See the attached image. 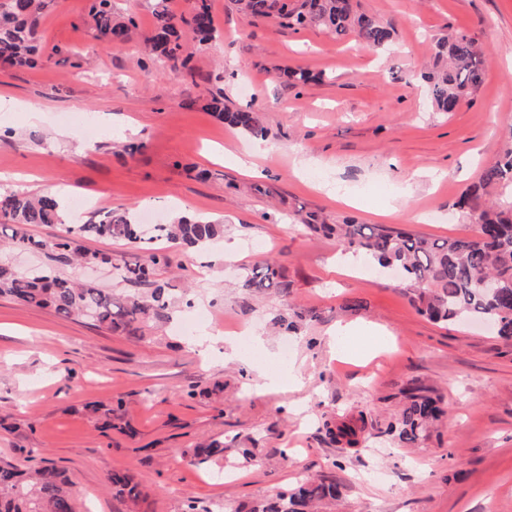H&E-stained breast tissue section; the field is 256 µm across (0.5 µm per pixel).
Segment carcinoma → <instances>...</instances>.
Wrapping results in <instances>:
<instances>
[{
	"label": "carcinoma",
	"mask_w": 512,
	"mask_h": 512,
	"mask_svg": "<svg viewBox=\"0 0 512 512\" xmlns=\"http://www.w3.org/2000/svg\"><path fill=\"white\" fill-rule=\"evenodd\" d=\"M58 0H5L0 3V63L11 67H32L45 59L38 40L43 13ZM241 9L256 18L271 19L279 26L298 30L320 28L341 40L353 35L377 51H385L393 41V30L379 18L360 13L352 0H235ZM168 0H157L153 10L151 35L145 39L144 53L178 73L192 69L188 44H204L215 37L216 27L210 0H188V7L174 11ZM95 38L111 46L127 43L137 28L131 15L117 13L112 0H90ZM488 59L478 38L455 32L434 44V64L421 74L434 112H456L483 82ZM208 108L225 124L240 128L256 138L265 137L259 113L231 109L224 97L211 96ZM495 187L512 188V148L485 166L478 180L458 201L476 224L473 237L438 239L402 228L358 224L345 220L336 224L307 223L304 229L336 238L345 249L359 253L382 268H396L403 276L402 290L417 312L436 322L460 319L490 320L498 325V336L512 340V202L500 209L483 197ZM0 223L14 247L41 250L66 264H104L110 268L112 256L85 250L78 238L125 241L139 248L166 240L190 247L204 246L224 233V225L204 219L180 217L172 224H155L147 235L129 209L103 210L87 224H70L65 233L52 240L33 237L36 224H63L65 215L53 195L35 196L20 191L0 192ZM166 253L154 252L147 264H126L118 268L121 280L150 285L147 297H128L118 304L112 293L68 277L19 273L0 265V296L11 297L34 307H49L64 318L82 316L110 333L124 332L135 338L146 320L164 319L168 310V290L151 281L152 266L168 265ZM239 288L253 296L289 295L279 263L265 260L241 268ZM407 406L390 424L388 433L397 444L413 447L439 419L440 400L420 389L406 392ZM331 441L356 448L367 440L364 414L322 424ZM220 457L231 465L252 458V449L236 448L213 440L192 448L191 462L207 465ZM116 498L128 512H138L147 498L140 483L126 472L108 477ZM64 472L44 465L24 471L8 461H0V512H77L73 495L66 489ZM341 489L333 480L307 478L289 491L254 503L248 512H310L313 504L334 501Z\"/></svg>",
	"instance_id": "carcinoma-1"
}]
</instances>
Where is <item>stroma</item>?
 I'll return each instance as SVG.
<instances>
[{"mask_svg":"<svg viewBox=\"0 0 512 512\" xmlns=\"http://www.w3.org/2000/svg\"><path fill=\"white\" fill-rule=\"evenodd\" d=\"M218 35L192 46L193 74L143 65L155 0H114L136 15L123 46L96 40L89 0H60L40 20L48 61L0 66V190L63 194L96 210L131 208L145 224L206 217L224 234L204 248L157 249L169 316L141 339L110 333L0 296V460L53 462L78 512H126L107 482L128 472L147 493L140 512L241 507L324 476L343 489L321 512H512V343L478 324L420 315L399 283L348 264L335 239L304 232L326 223L401 226L436 238L472 236L454 204L481 168L512 145V0H357L394 29L380 53L317 28L294 31L210 0ZM475 34L488 52L470 104L430 111L419 75L434 42ZM302 67L310 83L278 74ZM223 92L254 108L266 138L228 127L205 108ZM87 113L100 129L84 141L69 125ZM262 152L258 175L239 157ZM267 187L254 194V185ZM232 250L236 260H223ZM276 258L286 297L246 298L237 270ZM64 276L119 298L138 293L107 266H64ZM311 313L299 333L274 328L280 309ZM355 331L332 342L336 325ZM297 369L299 384L288 381ZM439 396L445 416L415 448L390 446L408 385ZM111 408V417L91 404ZM365 413L367 448L351 454L324 420ZM224 440L253 449L249 464L199 467L191 448ZM378 472L375 480L367 472Z\"/></svg>","mask_w":512,"mask_h":512,"instance_id":"1","label":"stroma"}]
</instances>
